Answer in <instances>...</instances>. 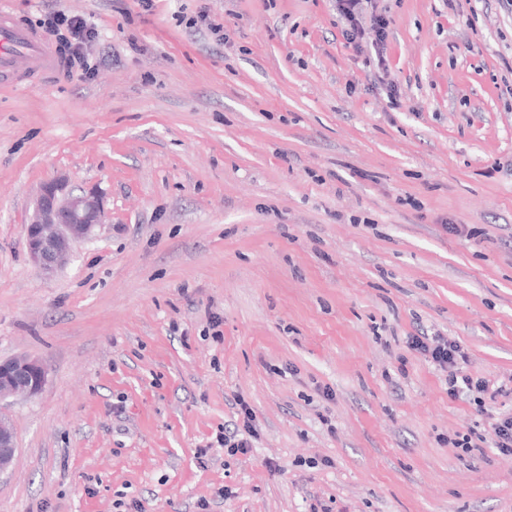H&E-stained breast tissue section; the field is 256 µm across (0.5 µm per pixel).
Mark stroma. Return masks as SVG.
<instances>
[{
  "instance_id": "35a3bbf8",
  "label": "stroma",
  "mask_w": 512,
  "mask_h": 512,
  "mask_svg": "<svg viewBox=\"0 0 512 512\" xmlns=\"http://www.w3.org/2000/svg\"><path fill=\"white\" fill-rule=\"evenodd\" d=\"M372 4L384 79L335 0L0 6L95 31L92 77L0 75V359L47 371L0 404V512H512V454L451 443L512 413V6ZM59 175L109 217L45 274L27 225ZM420 333L490 394L449 396ZM336 13L344 22L343 36L350 43H356L367 27L372 28L377 37L375 49L377 66L387 72L388 60L385 46L389 35L390 19L386 12L378 11L373 7L367 15L363 0H336ZM240 407V416L242 424L237 426L235 431L220 432L216 437V442L221 448H227L230 453L236 454L247 453L251 448V438L256 437V427L254 425V417L252 410L249 408L244 400H238L236 403ZM17 449L13 428L0 413V474L11 465Z\"/></svg>"
}]
</instances>
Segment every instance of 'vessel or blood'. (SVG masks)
Here are the masks:
<instances>
[{
    "label": "vessel or blood",
    "mask_w": 512,
    "mask_h": 512,
    "mask_svg": "<svg viewBox=\"0 0 512 512\" xmlns=\"http://www.w3.org/2000/svg\"><path fill=\"white\" fill-rule=\"evenodd\" d=\"M55 51L34 32L16 27L9 13L0 10V73L18 75L60 70Z\"/></svg>",
    "instance_id": "1"
}]
</instances>
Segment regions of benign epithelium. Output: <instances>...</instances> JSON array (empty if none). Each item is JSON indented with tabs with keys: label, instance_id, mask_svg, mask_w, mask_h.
Masks as SVG:
<instances>
[{
	"label": "benign epithelium",
	"instance_id": "obj_1",
	"mask_svg": "<svg viewBox=\"0 0 512 512\" xmlns=\"http://www.w3.org/2000/svg\"><path fill=\"white\" fill-rule=\"evenodd\" d=\"M103 200L88 191L68 189L62 179L42 185L27 227L26 248L32 263L45 272L59 268L77 243L92 237L105 223ZM47 382L44 366L27 357L0 360V403L22 394L38 396ZM16 438L9 421L0 415V474L13 462Z\"/></svg>",
	"mask_w": 512,
	"mask_h": 512
}]
</instances>
